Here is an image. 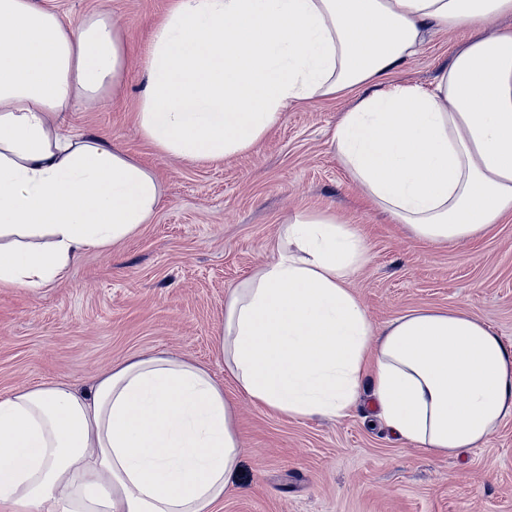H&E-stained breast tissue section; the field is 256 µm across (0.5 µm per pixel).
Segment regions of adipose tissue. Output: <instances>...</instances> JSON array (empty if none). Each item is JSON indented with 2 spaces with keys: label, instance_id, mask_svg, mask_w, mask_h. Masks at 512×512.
<instances>
[{
  "label": "adipose tissue",
  "instance_id": "1",
  "mask_svg": "<svg viewBox=\"0 0 512 512\" xmlns=\"http://www.w3.org/2000/svg\"><path fill=\"white\" fill-rule=\"evenodd\" d=\"M512 0H172L144 62L137 126L158 153L214 163L253 149L291 102L351 94L333 148L411 236L474 238L512 215ZM465 26L431 89L388 83L428 32ZM121 28L41 0H0V288L62 279L81 252L134 235L156 175L92 134L62 130L118 91ZM276 257L227 293L217 350L256 405L341 418L369 392L382 424L436 456L479 447L512 417V350L460 309L376 330L347 283L368 260L330 211L283 224ZM239 468L224 386L156 353L86 391L0 395V512H212Z\"/></svg>",
  "mask_w": 512,
  "mask_h": 512
}]
</instances>
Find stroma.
Listing matches in <instances>:
<instances>
[{
	"label": "stroma",
	"instance_id": "1",
	"mask_svg": "<svg viewBox=\"0 0 512 512\" xmlns=\"http://www.w3.org/2000/svg\"><path fill=\"white\" fill-rule=\"evenodd\" d=\"M170 2L53 0L74 22L111 9L130 47L121 89L67 113L64 131L102 137L147 166L163 199L152 223L84 252L62 281L0 288V394L49 382L85 390L116 364L166 352L207 369L234 410L240 464L215 512H512V418L482 446L437 457L381 428L367 398L337 421L266 411L216 348L227 292L274 257L279 225L332 209L368 250L350 286L376 328L410 310L459 308L512 349V219L453 246L413 239L374 208L331 145L348 95L289 104L253 150L220 162L161 157L135 116L144 54ZM470 36L428 34L390 82L431 87Z\"/></svg>",
	"mask_w": 512,
	"mask_h": 512
}]
</instances>
